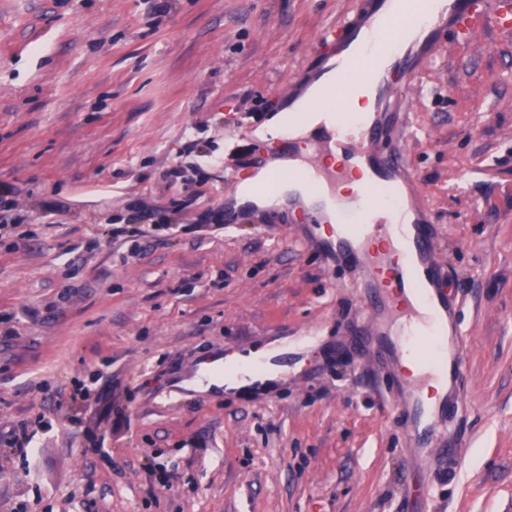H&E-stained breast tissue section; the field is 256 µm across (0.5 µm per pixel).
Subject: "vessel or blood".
<instances>
[{
	"instance_id": "1",
	"label": "vessel or blood",
	"mask_w": 512,
	"mask_h": 512,
	"mask_svg": "<svg viewBox=\"0 0 512 512\" xmlns=\"http://www.w3.org/2000/svg\"><path fill=\"white\" fill-rule=\"evenodd\" d=\"M406 0H357L356 7L340 25L325 28L320 37L335 43L332 76L319 96L322 111L332 113L324 149L331 161L325 170L343 180L347 169L361 172L371 167L373 175L362 176L351 201L328 218L323 206L312 207L309 220L328 225L325 243L337 256L360 263L368 273L369 288L387 289L395 306L414 312L416 306H436L450 312L448 296L439 287L444 273L433 256L434 226L427 217L413 225L412 236L391 221L399 206L398 176L408 172L409 147L415 133L407 121L387 117V109L402 111V88L410 86L435 49L441 31L475 34L484 29L512 30V0H422L423 10L408 17ZM369 33L368 49L357 46L362 33ZM372 93L381 114L373 123L354 113L352 103ZM268 143L287 151L299 161L295 172L306 179L314 162L290 139L268 136ZM391 142L382 151V142ZM429 364L448 370L455 387L447 393L448 413H457L465 389L457 381L465 373L463 346L447 330L412 336L407 341V369Z\"/></svg>"
}]
</instances>
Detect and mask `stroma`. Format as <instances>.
<instances>
[{"label": "stroma", "mask_w": 512, "mask_h": 512, "mask_svg": "<svg viewBox=\"0 0 512 512\" xmlns=\"http://www.w3.org/2000/svg\"><path fill=\"white\" fill-rule=\"evenodd\" d=\"M356 0H0V512H512V33L440 37L411 163L466 346L425 439L362 270L234 210ZM287 345L272 387L182 388Z\"/></svg>", "instance_id": "stroma-1"}]
</instances>
